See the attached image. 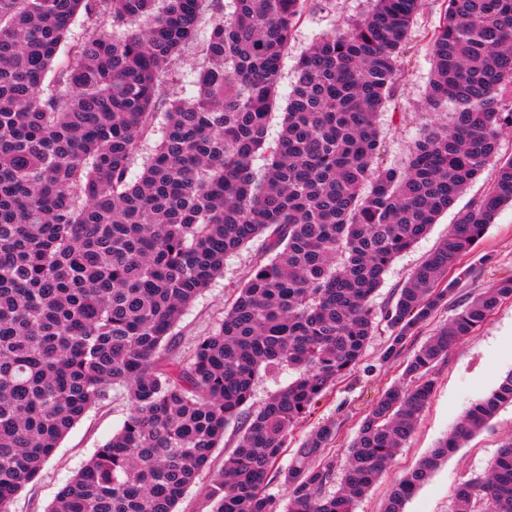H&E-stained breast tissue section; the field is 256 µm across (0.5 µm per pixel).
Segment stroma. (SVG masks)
Masks as SVG:
<instances>
[{
	"mask_svg": "<svg viewBox=\"0 0 512 512\" xmlns=\"http://www.w3.org/2000/svg\"><path fill=\"white\" fill-rule=\"evenodd\" d=\"M370 7L371 0H310L283 62L281 96H288L292 90L298 56L323 33L347 26L361 18ZM430 70L428 52L419 49L404 74L394 104L389 105L380 118L385 162L393 163L404 157L419 136L426 121L424 91ZM492 174V169H485L454 207L440 216L429 234L393 262L374 298V309L380 322L361 361L339 378L315 403L304 421L293 428L280 467H287L293 449L298 448L312 431L332 422L336 431L325 453L335 460L337 469L346 468L361 419L386 389L402 379V359L384 357L391 340V331L383 320L385 312L412 271L447 235L459 213L487 188ZM253 255L254 250L250 247L229 255L224 261L223 276L185 309L176 327L178 352L187 353L197 337L214 330L223 319L224 303L239 288ZM461 264L469 269V277L456 293L449 296L447 304L420 328L418 335L409 339L408 349L422 345L435 329L448 323L465 302L493 287L499 279L512 275V207L499 210L486 235ZM511 370L512 299H506L473 336L453 345L447 357L435 365L432 397L413 435L388 464L379 481L356 503L355 512H384L392 487L459 425L471 402L488 395ZM128 414L125 392L110 391L107 399L91 408L64 437L40 477L27 484L16 497L12 512H47L60 488L97 448L122 428ZM511 437L512 407L508 406L499 411L487 428L470 437L440 464L407 502L405 512H453L458 484L471 475L486 471L502 443Z\"/></svg>",
	"mask_w": 512,
	"mask_h": 512,
	"instance_id": "stroma-1",
	"label": "stroma"
}]
</instances>
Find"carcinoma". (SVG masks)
Instances as JSON below:
<instances>
[{"label":"carcinoma","mask_w":512,"mask_h":512,"mask_svg":"<svg viewBox=\"0 0 512 512\" xmlns=\"http://www.w3.org/2000/svg\"><path fill=\"white\" fill-rule=\"evenodd\" d=\"M423 41L430 121L406 160L382 158L377 117L395 99L424 0H374L297 61L277 138H267L282 63L306 0H0V512L114 387L120 431L48 512H177L224 430L244 431L207 488L212 512H276L270 473L290 430L361 360L372 299L394 259L497 162L487 191L385 313L399 357L469 270L457 268L512 206V0H443ZM111 30L72 32L78 16ZM195 92H170L187 50ZM153 147L136 180L140 147ZM264 164L256 166L258 159ZM257 245L218 328L170 348L182 311ZM458 269L455 278L448 271ZM512 278L467 302L406 358L409 383L360 421L339 487L311 433L282 470L285 512H354L412 435L430 371L472 335ZM299 377L243 414L259 371ZM512 370L395 485L385 512L505 406ZM512 512V437L488 472L459 484L454 512Z\"/></svg>","instance_id":"carcinoma-1"}]
</instances>
